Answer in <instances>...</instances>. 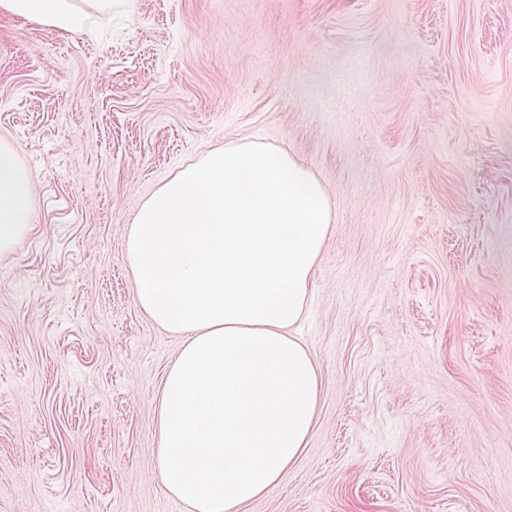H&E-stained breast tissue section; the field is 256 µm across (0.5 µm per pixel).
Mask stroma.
<instances>
[{"instance_id":"stroma-1","label":"stroma","mask_w":512,"mask_h":512,"mask_svg":"<svg viewBox=\"0 0 512 512\" xmlns=\"http://www.w3.org/2000/svg\"><path fill=\"white\" fill-rule=\"evenodd\" d=\"M0 139L37 197L0 255V512L181 508L156 405L182 338L125 234L231 139L295 153L336 213L299 330L314 427L244 512H512V0L0 14Z\"/></svg>"}]
</instances>
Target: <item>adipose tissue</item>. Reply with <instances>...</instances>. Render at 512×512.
I'll return each mask as SVG.
<instances>
[{"instance_id": "adipose-tissue-1", "label": "adipose tissue", "mask_w": 512, "mask_h": 512, "mask_svg": "<svg viewBox=\"0 0 512 512\" xmlns=\"http://www.w3.org/2000/svg\"><path fill=\"white\" fill-rule=\"evenodd\" d=\"M113 0H0V13L79 32ZM28 168L0 140V253L27 236ZM334 209L297 157L234 140L140 206L126 234L135 301L183 336L156 407L160 477L190 512H243L310 437L321 379L295 334Z\"/></svg>"}]
</instances>
